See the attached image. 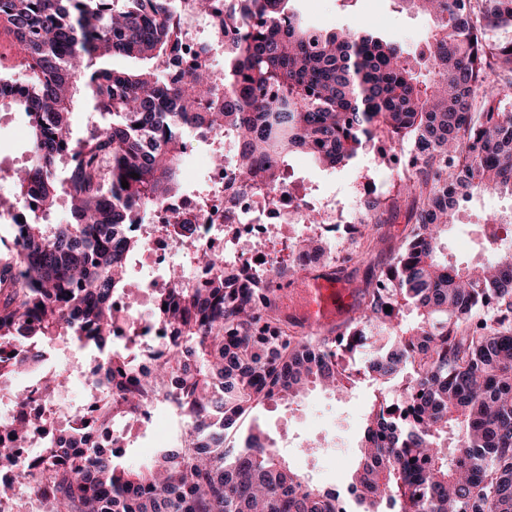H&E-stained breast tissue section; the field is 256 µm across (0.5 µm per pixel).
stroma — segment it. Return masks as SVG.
Wrapping results in <instances>:
<instances>
[{"mask_svg": "<svg viewBox=\"0 0 512 512\" xmlns=\"http://www.w3.org/2000/svg\"><path fill=\"white\" fill-rule=\"evenodd\" d=\"M292 6L309 25L328 30H365L383 42L399 44L411 54L428 41L434 27L428 15L398 5L396 0H293ZM28 148L29 127L24 113L0 112V167L26 165ZM408 160L407 150L377 141L342 169H325L308 154L297 152L289 156L288 170L297 188L335 199L345 207L365 199L364 184L368 181L392 192L397 186L394 172ZM490 213L498 214L505 222L512 220V195L474 197L443 236L444 256L462 266L481 261L484 250L480 224ZM408 216L407 201H398L388 224L381 228L382 240L371 245L358 241L361 263L345 264L338 277L352 301L360 299L367 267L386 263L394 246L408 235ZM373 400L374 388L367 382L354 385L341 396L317 389L291 407L271 402L259 406L240 420L239 428L244 431L259 425L276 438L280 455L311 482L341 490L358 464L357 445ZM304 445L311 446V454H301Z\"/></svg>", "mask_w": 512, "mask_h": 512, "instance_id": "stroma-1", "label": "stroma"}]
</instances>
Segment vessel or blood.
Wrapping results in <instances>:
<instances>
[{"label": "vessel or blood", "mask_w": 512, "mask_h": 512, "mask_svg": "<svg viewBox=\"0 0 512 512\" xmlns=\"http://www.w3.org/2000/svg\"><path fill=\"white\" fill-rule=\"evenodd\" d=\"M300 321L308 327L326 330L347 315L349 296L334 277L311 275L298 285L294 296Z\"/></svg>", "instance_id": "1"}]
</instances>
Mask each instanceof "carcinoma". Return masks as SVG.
I'll list each match as a JSON object with an SVG mask.
<instances>
[{
    "label": "carcinoma",
    "mask_w": 512,
    "mask_h": 512,
    "mask_svg": "<svg viewBox=\"0 0 512 512\" xmlns=\"http://www.w3.org/2000/svg\"><path fill=\"white\" fill-rule=\"evenodd\" d=\"M0 0V27L20 55H0V110L26 114L30 164L0 170L41 217L11 225L17 250L0 260L4 375L27 370L62 336L88 351L112 342L123 317L127 263L143 249L132 213L181 193L186 145L228 133L237 179L257 174L287 188L288 157L345 167L370 142L409 147L400 192L411 229L374 271L344 330L305 336L281 314L270 277L224 274V257L195 253L213 270L201 287L167 276L165 314L178 342L146 379L112 350L103 423L135 418L150 393L185 416L174 447L125 467L75 446L57 429L46 512H337L334 490L294 470L271 436L250 428L226 444L238 419L270 401L299 402L312 387L342 393L363 376L380 387L359 440L346 512H512V260L461 268L439 258L456 201L512 194V0H397L435 18L430 78L397 47L365 31L306 28L290 0ZM213 17L224 30V71L198 62L166 75L177 17ZM115 55L151 66L114 70ZM87 103L85 132L70 129ZM138 177L133 178L131 174ZM128 187H122V182ZM360 236L387 223L381 201L359 203ZM391 307L385 312V307ZM362 368L354 367L356 355ZM34 416L0 441V465L17 463Z\"/></svg>",
    "instance_id": "carcinoma-1"
}]
</instances>
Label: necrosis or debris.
<instances>
[{
  "instance_id": "obj_1",
  "label": "necrosis or debris",
  "mask_w": 512,
  "mask_h": 512,
  "mask_svg": "<svg viewBox=\"0 0 512 512\" xmlns=\"http://www.w3.org/2000/svg\"><path fill=\"white\" fill-rule=\"evenodd\" d=\"M223 50V34L203 41L197 37L193 26H183L182 38L169 70L178 73L199 55L212 56ZM208 178L210 189L207 194L184 193L148 213L150 229L144 235V253L155 266V275L137 286L144 303L143 310L112 326L113 342L125 345L124 356L134 364L138 374L152 371L165 359L176 340L175 330L168 324L163 309L161 290L167 285L166 270L182 266L187 278L196 285L204 284L210 277L208 270L187 258V250L223 254L225 266L238 271L269 274L291 262L302 270H317L325 262V246L330 245L332 234L340 229L331 219L336 211L335 200L318 202L290 188L275 193L261 181L246 188L228 165L210 167ZM313 207L328 216L322 224L306 229L307 234L321 238L323 250L291 252L284 257L272 252L267 246L270 226L302 223L306 211ZM173 211L181 213L192 225L190 241H183L179 229L170 224L168 217ZM26 413L41 416L44 423L18 449L17 466L0 469L1 481L31 483L52 455L58 405L37 397L31 401ZM70 419L80 447L124 454L127 440L121 439L116 427L102 426L89 409H75Z\"/></svg>"
}]
</instances>
